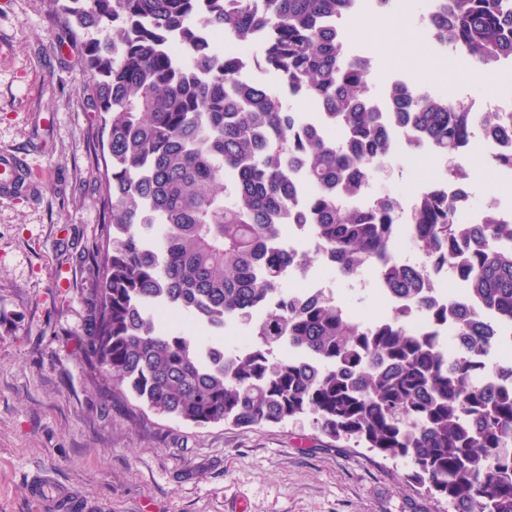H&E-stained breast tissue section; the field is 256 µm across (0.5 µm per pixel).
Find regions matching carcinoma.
<instances>
[{
    "label": "carcinoma",
    "instance_id": "cac0c4a2",
    "mask_svg": "<svg viewBox=\"0 0 512 512\" xmlns=\"http://www.w3.org/2000/svg\"><path fill=\"white\" fill-rule=\"evenodd\" d=\"M51 2L72 41L112 31L84 43V93L107 150L84 358L158 413L239 428L311 416L330 439L406 461L454 512H512V361L488 366L495 336L512 329V223L493 212L459 223L457 189L420 193L404 229L397 198L357 204L390 157L391 127L458 186L470 129L496 126L511 143L512 115L420 90L391 91L381 108L342 26L357 0H263L260 12L253 0ZM428 25L476 68L512 65V0H430ZM206 29L255 51L219 50ZM247 68L318 111L242 80ZM293 223L341 276L369 272L392 314L357 320L327 295L285 288L311 263L282 245ZM402 231L429 265L394 256ZM443 270L464 286L445 304L432 279ZM172 311L250 342L215 348L165 327ZM416 312L453 328L461 351L412 328Z\"/></svg>",
    "mask_w": 512,
    "mask_h": 512
}]
</instances>
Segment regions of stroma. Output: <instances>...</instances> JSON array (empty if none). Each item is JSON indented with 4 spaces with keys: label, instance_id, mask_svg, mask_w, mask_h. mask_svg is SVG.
<instances>
[{
    "label": "stroma",
    "instance_id": "obj_1",
    "mask_svg": "<svg viewBox=\"0 0 512 512\" xmlns=\"http://www.w3.org/2000/svg\"><path fill=\"white\" fill-rule=\"evenodd\" d=\"M419 3L391 2L413 48L372 67L375 97L398 77L457 99L512 92V68L478 83L467 61L430 45L413 20ZM82 56L49 0H0V147L23 153L42 187L0 201V512H40L26 480L36 470L110 512H453L408 479L405 461L330 440L312 417L252 429L182 422L85 360L97 281L80 256L103 218ZM462 162L474 209L491 197L512 206V178L489 180L495 164L480 145ZM440 167L431 154L394 155L373 191L410 201ZM310 277L360 319L392 312L371 274L356 282L316 262Z\"/></svg>",
    "mask_w": 512,
    "mask_h": 512
}]
</instances>
